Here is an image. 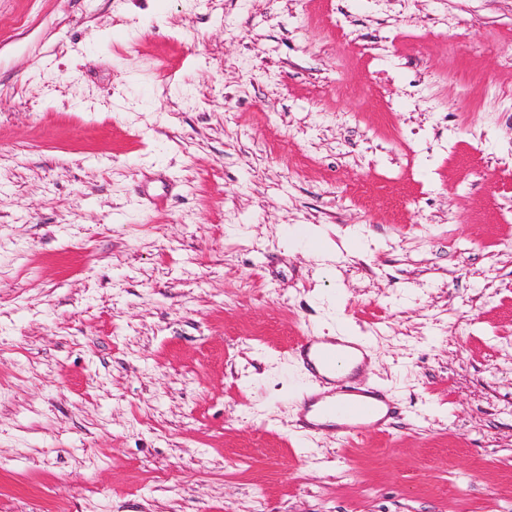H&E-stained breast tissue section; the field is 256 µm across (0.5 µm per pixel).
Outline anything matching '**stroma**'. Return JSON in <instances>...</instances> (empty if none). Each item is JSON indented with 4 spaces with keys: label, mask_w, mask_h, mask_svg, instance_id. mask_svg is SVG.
I'll use <instances>...</instances> for the list:
<instances>
[{
    "label": "stroma",
    "mask_w": 512,
    "mask_h": 512,
    "mask_svg": "<svg viewBox=\"0 0 512 512\" xmlns=\"http://www.w3.org/2000/svg\"><path fill=\"white\" fill-rule=\"evenodd\" d=\"M491 85L512 0H0V512H512ZM336 326L397 407L346 446ZM369 344L364 339L361 343L349 337L321 339L316 337L304 338L296 344L295 353L303 359L307 369L316 376H323L320 370L336 371L339 358L349 363L360 365Z\"/></svg>",
    "instance_id": "1"
}]
</instances>
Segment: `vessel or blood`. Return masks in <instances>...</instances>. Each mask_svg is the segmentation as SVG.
Segmentation results:
<instances>
[{"mask_svg": "<svg viewBox=\"0 0 512 512\" xmlns=\"http://www.w3.org/2000/svg\"><path fill=\"white\" fill-rule=\"evenodd\" d=\"M369 349L368 342H356L347 337L321 339L310 337L302 339L295 347L309 371L319 373L335 370L339 361L362 363ZM391 399L386 390L375 384L350 386L341 396L322 405L321 410L340 416L342 425L338 426V440L349 443L365 433L380 430L387 426L388 408Z\"/></svg>", "mask_w": 512, "mask_h": 512, "instance_id": "b4317fda", "label": "vessel or blood"}]
</instances>
